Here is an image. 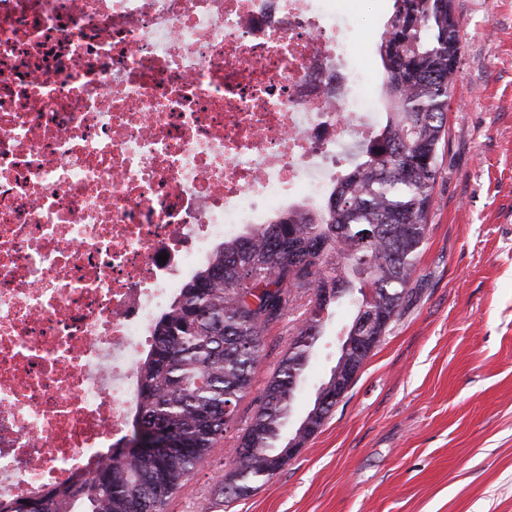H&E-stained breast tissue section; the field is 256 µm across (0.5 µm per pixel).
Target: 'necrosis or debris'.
<instances>
[{
  "instance_id": "4bbe7bcc",
  "label": "necrosis or debris",
  "mask_w": 512,
  "mask_h": 512,
  "mask_svg": "<svg viewBox=\"0 0 512 512\" xmlns=\"http://www.w3.org/2000/svg\"><path fill=\"white\" fill-rule=\"evenodd\" d=\"M346 22L336 0H0V500L103 462L183 283L374 138Z\"/></svg>"
}]
</instances>
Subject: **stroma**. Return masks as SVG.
Returning <instances> with one entry per match:
<instances>
[{
  "label": "stroma",
  "instance_id": "35a3bbf8",
  "mask_svg": "<svg viewBox=\"0 0 512 512\" xmlns=\"http://www.w3.org/2000/svg\"><path fill=\"white\" fill-rule=\"evenodd\" d=\"M461 49L429 230L411 293L348 393L268 483L226 502L221 480L313 294L263 336L249 392L167 512H512V0H453ZM390 0H355L365 64ZM352 319L325 321L297 387L303 412Z\"/></svg>",
  "mask_w": 512,
  "mask_h": 512
}]
</instances>
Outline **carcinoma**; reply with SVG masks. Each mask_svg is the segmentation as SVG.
Here are the masks:
<instances>
[{
    "instance_id": "carcinoma-1",
    "label": "carcinoma",
    "mask_w": 512,
    "mask_h": 512,
    "mask_svg": "<svg viewBox=\"0 0 512 512\" xmlns=\"http://www.w3.org/2000/svg\"><path fill=\"white\" fill-rule=\"evenodd\" d=\"M378 55L387 120L359 161L339 178L323 208H288L215 248L212 261L179 288L153 328L139 365L141 401L130 427L164 432L169 449L151 454L113 446L109 463L76 472L0 512H166L169 499L224 434L250 389L262 337L287 311L291 289L310 288L314 305L269 378L258 411L234 449L228 497L256 491L288 463L283 429L296 380L309 367L324 309L375 310L385 335L410 293L433 205L446 136L460 22L452 0H391ZM368 354L336 362L310 404L306 442L336 406V379L351 386Z\"/></svg>"
}]
</instances>
